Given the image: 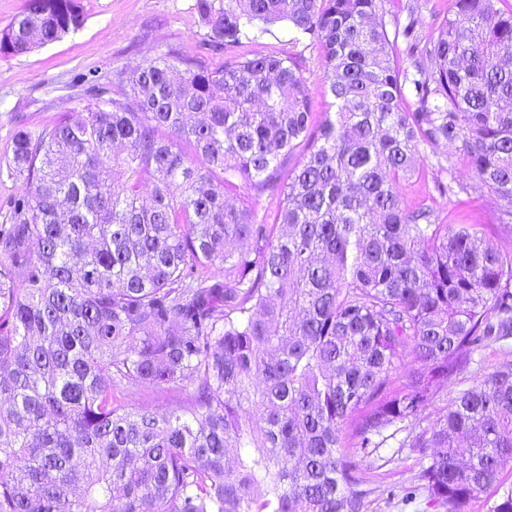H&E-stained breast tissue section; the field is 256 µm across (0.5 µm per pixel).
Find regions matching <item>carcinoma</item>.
<instances>
[{
	"label": "carcinoma",
	"instance_id": "cac0c4a2",
	"mask_svg": "<svg viewBox=\"0 0 512 512\" xmlns=\"http://www.w3.org/2000/svg\"><path fill=\"white\" fill-rule=\"evenodd\" d=\"M455 0L420 37L377 0H197L211 42L285 22L323 58L315 121L302 60L218 69L169 50L90 85L85 115L13 141L25 176L0 225V512H363L340 452L397 439L445 512L512 466V362L419 414L512 338V12ZM80 0H27L0 55L60 39ZM411 59L402 65L398 42ZM306 160L285 171L295 150ZM471 167L486 231L443 224L402 184ZM152 185L150 197L143 195ZM247 187L279 198L258 219ZM412 358L419 368L396 388ZM175 393L173 408L140 403Z\"/></svg>",
	"mask_w": 512,
	"mask_h": 512
}]
</instances>
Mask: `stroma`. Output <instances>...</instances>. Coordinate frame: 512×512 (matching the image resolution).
Returning <instances> with one entry per match:
<instances>
[{
  "label": "stroma",
  "mask_w": 512,
  "mask_h": 512,
  "mask_svg": "<svg viewBox=\"0 0 512 512\" xmlns=\"http://www.w3.org/2000/svg\"><path fill=\"white\" fill-rule=\"evenodd\" d=\"M418 7L422 21L420 33H434V18L447 15L454 0H380L388 29L408 22L407 3ZM196 0H81L82 21L63 38L17 56H0V224L5 223L9 203L23 195L26 182L11 177L7 168L13 158V139L21 130L37 132L64 112L80 114L85 104L84 87L76 83L79 75L105 82L154 58L169 49L202 57L208 66L219 67L228 55L210 49L209 33L195 8ZM252 53H295L303 59L304 75L310 89L312 112H325L331 101L325 95L323 66L318 48L290 40L285 24L250 31L243 44ZM448 168L456 180L466 184L465 192L443 197L432 178L406 183L402 194L410 203L432 206L443 223L450 224L459 210H467L482 223L493 221V204L488 192L480 188L467 163L449 155ZM512 358V342L492 343L473 354L472 361L457 384L436 398L425 418L446 406L459 390L471 385L475 377L495 370ZM428 458L411 451L382 448L361 461L369 495L364 512H444L432 504L426 493L415 499L404 497L405 488L414 482Z\"/></svg>",
  "instance_id": "stroma-1"
}]
</instances>
